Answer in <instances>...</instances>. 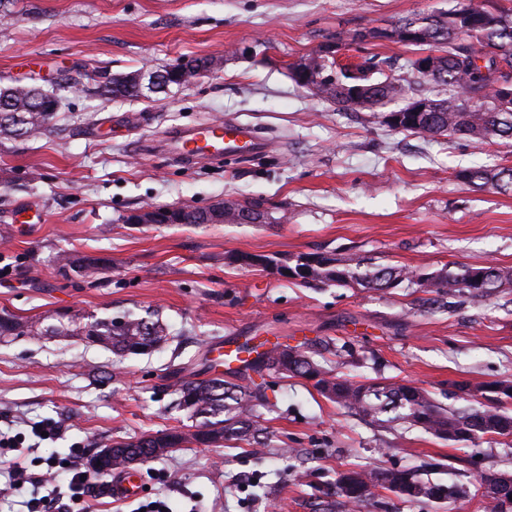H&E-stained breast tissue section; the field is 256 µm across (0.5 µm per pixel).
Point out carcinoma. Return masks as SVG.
<instances>
[{"label": "carcinoma", "mask_w": 512, "mask_h": 512, "mask_svg": "<svg viewBox=\"0 0 512 512\" xmlns=\"http://www.w3.org/2000/svg\"><path fill=\"white\" fill-rule=\"evenodd\" d=\"M410 28L421 38L413 45L434 54V67L419 74L431 86L421 97L428 103L427 123L402 125L407 132L430 135H460L475 140L494 138L512 140V98L500 96L496 82H512V8L490 10L488 0H463L453 9L437 15L418 16L391 27L395 33ZM318 78L332 74L335 81L317 83L316 95L340 109L352 107L344 87L358 84L367 89L361 105L382 106L402 92V87L385 73L387 61L372 55L353 68L325 63L313 54L302 62ZM71 82L68 94L85 95V87L96 81L90 74L66 77ZM162 93L145 82H129L119 74L112 82L98 86L97 96L107 99L138 98L147 93ZM63 98L51 89H18L0 86V138L29 139L45 134L61 108ZM461 177L479 189L497 193L512 192V166L498 169L470 168ZM265 259L288 268V278L303 284L347 285L385 290L403 281L419 288H446L450 293L488 297L492 290L512 283V269L497 265L480 267L479 282L468 279L469 266L457 271H440L425 281L416 278L406 267L378 266L364 268L360 259L353 264H340L324 254L298 257L295 264L278 256ZM0 336H82L98 343L121 357L151 352L172 339L166 324L152 315L137 316L123 312L107 317L85 318L60 314L56 322L38 327L13 315H0ZM255 367L273 370L291 377L309 380L319 377L316 389L338 406L373 419L386 418L410 427H419L438 438L467 441L493 438L505 431L512 433V381L500 380L488 384V390L475 403L461 410L442 407L428 391L405 383H382L375 380L357 382L339 376L298 351L273 352ZM257 388L244 387L222 376L192 378L181 381L175 389L177 406L186 411L193 424L188 428L106 444L98 453L107 455L108 470H122L145 465L172 452L194 444L220 448L232 440L257 443L255 410L252 398ZM393 486L379 481L382 471L353 470L346 473L351 486L344 488L341 479L334 483L336 496L356 506L379 496V490H389L409 499L452 500L458 491L441 483L423 480L409 469H389Z\"/></svg>", "instance_id": "carcinoma-1"}]
</instances>
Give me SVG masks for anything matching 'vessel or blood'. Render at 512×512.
I'll return each mask as SVG.
<instances>
[{"instance_id": "b4317fda", "label": "vessel or blood", "mask_w": 512, "mask_h": 512, "mask_svg": "<svg viewBox=\"0 0 512 512\" xmlns=\"http://www.w3.org/2000/svg\"><path fill=\"white\" fill-rule=\"evenodd\" d=\"M152 147L190 167L203 160L219 163L228 157L248 158L262 152L266 142L247 125L227 120L188 130H171L156 139ZM139 479L135 470L127 469L117 474L111 481L113 500L124 502L137 498Z\"/></svg>"}]
</instances>
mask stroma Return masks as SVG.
Returning a JSON list of instances; mask_svg holds the SVG:
<instances>
[{"instance_id":"stroma-1","label":"stroma","mask_w":512,"mask_h":512,"mask_svg":"<svg viewBox=\"0 0 512 512\" xmlns=\"http://www.w3.org/2000/svg\"><path fill=\"white\" fill-rule=\"evenodd\" d=\"M455 0H16L0 21V85L50 87L79 73L156 70L188 57L212 63L186 88L126 101L67 97L50 132L0 140V312L41 321L55 312L106 317L159 312L174 337L119 358L74 337H0V461H60L51 481L0 496V512H62L66 462L98 445L185 424L172 386L204 377L208 348L227 340L295 348L355 381L421 387L443 407L466 402L454 383L512 380V287L472 299L410 283L383 291L308 287L229 263L238 253L405 266L420 273L489 263L512 268V194L480 190L463 169L512 165V142L396 131L386 108L339 110L300 88L290 68L324 42L338 59L406 63L415 48L353 36ZM234 119L265 152L186 167L148 152L154 136ZM261 200L262 224H128L143 206L208 207ZM67 252L97 269L61 274ZM264 455L247 443L194 446L140 468L145 485L113 501L110 476L88 473L94 512H484L469 497L476 470L512 472V438L452 442L339 407L312 382L265 376L256 406ZM419 469L466 490L453 501L381 492L351 508L334 482L351 470Z\"/></svg>"}]
</instances>
